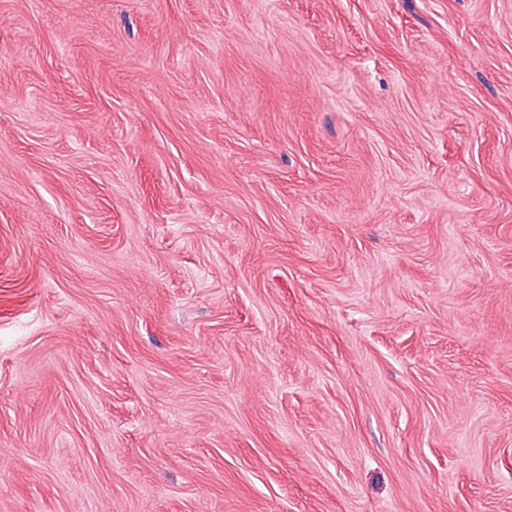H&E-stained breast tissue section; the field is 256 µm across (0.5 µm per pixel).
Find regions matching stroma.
Listing matches in <instances>:
<instances>
[{"label": "stroma", "mask_w": 512, "mask_h": 512, "mask_svg": "<svg viewBox=\"0 0 512 512\" xmlns=\"http://www.w3.org/2000/svg\"><path fill=\"white\" fill-rule=\"evenodd\" d=\"M0 512H512V0H0Z\"/></svg>", "instance_id": "35a3bbf8"}]
</instances>
